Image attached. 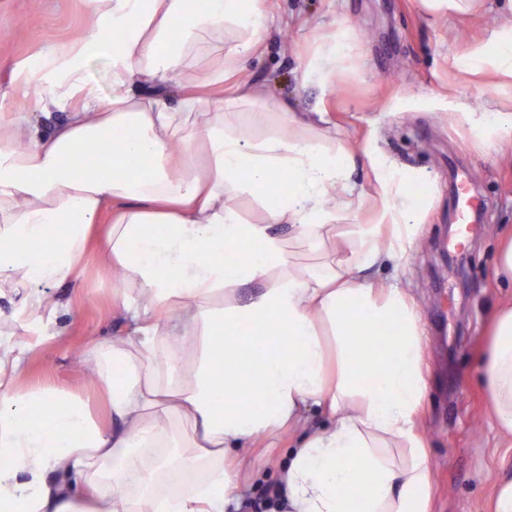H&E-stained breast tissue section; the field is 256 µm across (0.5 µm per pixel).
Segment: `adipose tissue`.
I'll return each instance as SVG.
<instances>
[{"instance_id":"adipose-tissue-1","label":"adipose tissue","mask_w":512,"mask_h":512,"mask_svg":"<svg viewBox=\"0 0 512 512\" xmlns=\"http://www.w3.org/2000/svg\"><path fill=\"white\" fill-rule=\"evenodd\" d=\"M84 3L82 35L0 61V297L20 298L18 338L51 324L48 289L80 285L94 250L128 333L81 357L101 412L90 394L24 384L29 344L0 343V512H229L241 475L263 476L243 447L285 434L295 442L274 489L288 512H433L422 318L406 288L368 275L415 251L420 175L373 163L376 219L342 228L354 161L316 120L282 103L250 116L272 133L238 134L224 83L260 47L263 0ZM230 27L227 59L198 73ZM493 44L473 48V72L488 60L512 77V26ZM99 60L105 89L90 75ZM54 109L65 123L33 122ZM453 118L512 151L511 112ZM238 193L261 203L259 223L244 221ZM285 224L292 239L274 233ZM494 274L509 293L480 368L492 426L512 437V236ZM249 284L258 292L239 300Z\"/></svg>"}]
</instances>
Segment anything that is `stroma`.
Returning <instances> with one entry per match:
<instances>
[{"instance_id": "35a3bbf8", "label": "stroma", "mask_w": 512, "mask_h": 512, "mask_svg": "<svg viewBox=\"0 0 512 512\" xmlns=\"http://www.w3.org/2000/svg\"><path fill=\"white\" fill-rule=\"evenodd\" d=\"M273 19L258 53L242 73L266 107L287 102L291 112H322L323 131L355 158L352 179L375 192L370 160L428 181L419 245L399 266L370 270L397 278L416 300L432 376L420 424L429 443L434 512H491L498 479L512 474V445L493 429L477 350L487 317L504 296L493 277L498 240L512 229V152H487L448 120L449 112H511L512 80L471 73L462 61L512 24L505 0H479L468 12L429 13L420 0H266ZM88 24L82 0H0V59H26L40 46L80 35ZM349 35L351 60L327 79L304 74L322 44ZM484 201L463 253L450 248L455 174ZM114 284L88 260L79 288L49 294L62 304L51 346L27 355L28 377L69 388L86 385L80 351L125 335L114 309Z\"/></svg>"}]
</instances>
